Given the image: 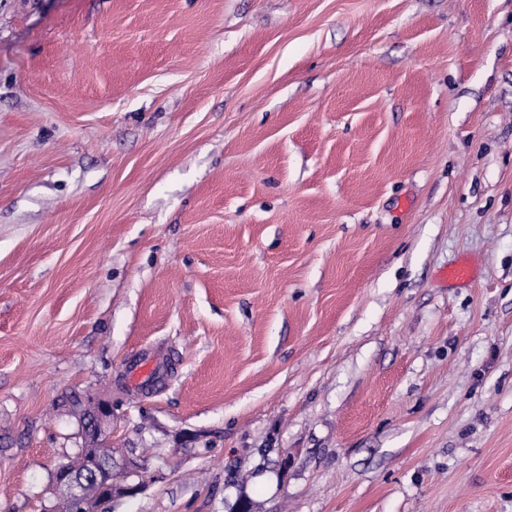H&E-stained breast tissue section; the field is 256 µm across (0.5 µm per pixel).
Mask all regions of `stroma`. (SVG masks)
<instances>
[{
	"mask_svg": "<svg viewBox=\"0 0 512 512\" xmlns=\"http://www.w3.org/2000/svg\"><path fill=\"white\" fill-rule=\"evenodd\" d=\"M72 395L104 512H512V0H0V512ZM94 420L89 426V430L93 433V454L96 460V471L92 473L93 476L99 475L105 484L107 496L112 497L115 494L133 497L137 495L141 489V484H133L123 481V477L112 470V449L107 442L106 435L103 433L99 426V420L102 421L106 417H112V405L98 404L93 408ZM91 475V476H92Z\"/></svg>",
	"mask_w": 512,
	"mask_h": 512,
	"instance_id": "35a3bbf8",
	"label": "stroma"
}]
</instances>
